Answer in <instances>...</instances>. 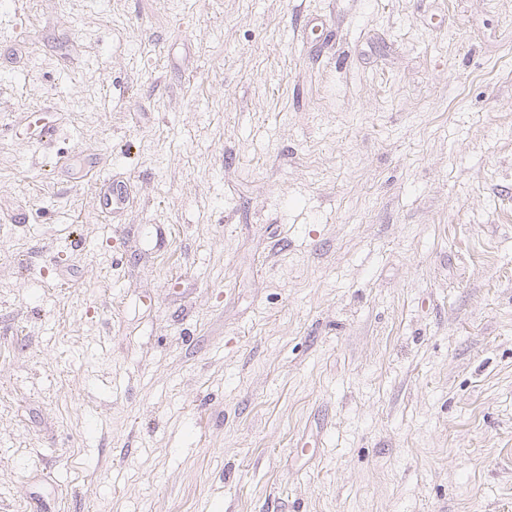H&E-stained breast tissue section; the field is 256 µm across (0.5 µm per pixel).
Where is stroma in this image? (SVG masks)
I'll use <instances>...</instances> for the list:
<instances>
[{"label":"stroma","mask_w":512,"mask_h":512,"mask_svg":"<svg viewBox=\"0 0 512 512\" xmlns=\"http://www.w3.org/2000/svg\"><path fill=\"white\" fill-rule=\"evenodd\" d=\"M0 512H512V0H0Z\"/></svg>","instance_id":"stroma-1"}]
</instances>
